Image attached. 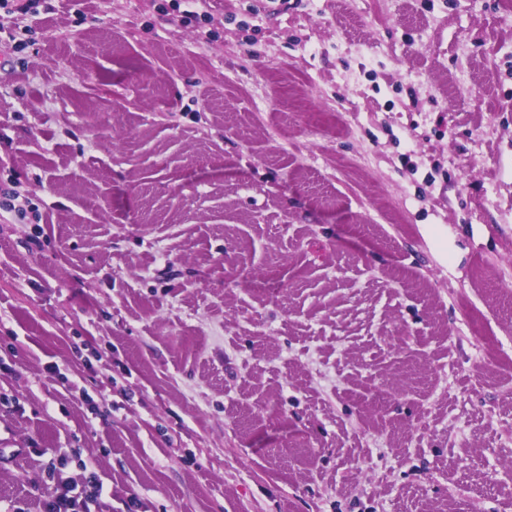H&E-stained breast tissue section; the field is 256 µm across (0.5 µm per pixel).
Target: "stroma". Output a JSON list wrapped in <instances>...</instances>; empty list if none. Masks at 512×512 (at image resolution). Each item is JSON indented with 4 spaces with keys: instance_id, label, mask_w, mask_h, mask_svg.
<instances>
[{
    "instance_id": "stroma-1",
    "label": "stroma",
    "mask_w": 512,
    "mask_h": 512,
    "mask_svg": "<svg viewBox=\"0 0 512 512\" xmlns=\"http://www.w3.org/2000/svg\"><path fill=\"white\" fill-rule=\"evenodd\" d=\"M170 3L0 36V512H512V0ZM106 492L103 482L91 472L79 484L62 481L55 495L47 502L46 512H91L89 501L100 498Z\"/></svg>"
}]
</instances>
